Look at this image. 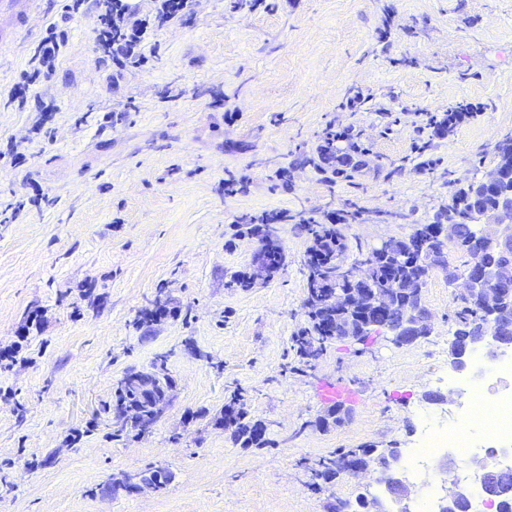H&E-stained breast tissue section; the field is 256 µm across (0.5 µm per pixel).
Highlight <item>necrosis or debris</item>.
I'll use <instances>...</instances> for the list:
<instances>
[{
  "label": "necrosis or debris",
  "instance_id": "1",
  "mask_svg": "<svg viewBox=\"0 0 512 512\" xmlns=\"http://www.w3.org/2000/svg\"><path fill=\"white\" fill-rule=\"evenodd\" d=\"M472 363L474 373L468 377L439 368L437 381L453 385L466 402L445 423L421 415L414 447L400 452L403 471L421 482L412 512H440L444 504L435 480L429 477L435 460L449 455L462 460L457 478L476 490L481 487L480 475L469 466V459L490 455L512 469V352H501L489 361L477 351Z\"/></svg>",
  "mask_w": 512,
  "mask_h": 512
}]
</instances>
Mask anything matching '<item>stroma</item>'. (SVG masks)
<instances>
[{
    "mask_svg": "<svg viewBox=\"0 0 512 512\" xmlns=\"http://www.w3.org/2000/svg\"><path fill=\"white\" fill-rule=\"evenodd\" d=\"M23 8L0 0V151L17 143L31 166L0 161V207L31 181L46 199L0 223V347L21 348L0 364V512H329L332 496L354 498L344 475L313 488L319 459L412 447L419 410L456 407L435 373L458 286L430 272L434 326L416 343L379 334L361 351L336 340L301 359L291 340L309 325L312 244L301 221L354 206L361 219L340 227L348 242L404 238L447 208L452 185L495 166L512 133V0H192L187 16L148 28L144 65L122 70L102 62L92 14L66 20L61 0H35L15 24ZM52 22L65 33L56 68L17 109L8 95ZM358 93L365 102L349 111ZM459 101L487 110L421 155L409 120L383 119ZM329 123L366 130L352 178L298 161ZM225 179L240 191L225 194ZM272 211L290 216L272 233L284 262L236 287L263 243L236 226ZM160 306L170 316L142 322ZM36 310L42 326L18 342ZM162 355L170 390L156 423L117 436L119 380ZM339 382L353 391L350 416L319 425ZM231 402L265 447L233 442ZM77 429L88 435L70 444ZM150 467L172 473L165 491L127 489Z\"/></svg>",
    "mask_w": 512,
    "mask_h": 512,
    "instance_id": "1",
    "label": "stroma"
}]
</instances>
